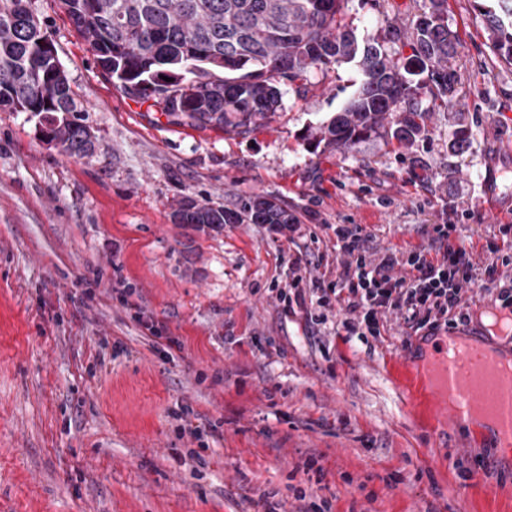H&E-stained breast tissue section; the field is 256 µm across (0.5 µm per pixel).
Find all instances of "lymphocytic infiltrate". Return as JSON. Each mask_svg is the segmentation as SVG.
Returning <instances> with one entry per match:
<instances>
[{"mask_svg": "<svg viewBox=\"0 0 512 512\" xmlns=\"http://www.w3.org/2000/svg\"><path fill=\"white\" fill-rule=\"evenodd\" d=\"M333 249L340 258L335 277H316L312 264H326V253L290 255L283 278L274 284L285 314L303 312L306 322L326 323L343 314L339 326L346 338H380L389 321L402 324L405 335L425 336L465 325L469 319L465 293L492 295L496 306L512 310V224L499 225L487 238L482 260L459 242L455 219L431 225L427 243L406 248H380L376 235L362 224H336Z\"/></svg>", "mask_w": 512, "mask_h": 512, "instance_id": "lymphocytic-infiltrate-1", "label": "lymphocytic infiltrate"}]
</instances>
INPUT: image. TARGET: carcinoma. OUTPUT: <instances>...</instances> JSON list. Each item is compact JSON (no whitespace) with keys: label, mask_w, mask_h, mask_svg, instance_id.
<instances>
[{"label":"carcinoma","mask_w":512,"mask_h":512,"mask_svg":"<svg viewBox=\"0 0 512 512\" xmlns=\"http://www.w3.org/2000/svg\"><path fill=\"white\" fill-rule=\"evenodd\" d=\"M22 0H0V105L42 117L50 141L69 155L95 143L56 50ZM89 43L112 46L95 56L131 98L150 101L176 125L247 133L277 111L280 85L312 68L353 63L362 80L343 109L316 134L323 151H350L384 135L409 142L425 132L421 91L434 98L455 90L448 59L456 49L448 0H428L413 22L412 55L394 58L361 42L342 25L348 0H59ZM496 55L512 64V0L481 6ZM426 75L413 84L406 75ZM174 219L199 229L226 224H292L295 216L271 198L253 195L237 210L183 202Z\"/></svg>","instance_id":"carcinoma-1"}]
</instances>
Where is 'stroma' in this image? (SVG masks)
I'll list each match as a JSON object with an SVG mask.
<instances>
[{
  "instance_id": "stroma-1",
  "label": "stroma",
  "mask_w": 512,
  "mask_h": 512,
  "mask_svg": "<svg viewBox=\"0 0 512 512\" xmlns=\"http://www.w3.org/2000/svg\"><path fill=\"white\" fill-rule=\"evenodd\" d=\"M476 3L448 0L457 85L442 103L421 94L425 133L328 153L313 136L359 85L355 65L282 86L250 132L175 125L103 75L58 0H32L97 143L67 155L40 117L0 108V512H303L324 499L332 512H497L512 496V459L493 439L413 419L390 377L398 323L347 341L285 316L270 291L289 254L332 250V225L401 248L454 209L477 254L492 205L512 209V65ZM421 7L349 0L345 23L407 57ZM255 194L305 237L174 221L186 199L235 210ZM123 288L161 337L119 302ZM185 407L202 440L180 433ZM309 458L322 475L300 501L288 475Z\"/></svg>"
}]
</instances>
